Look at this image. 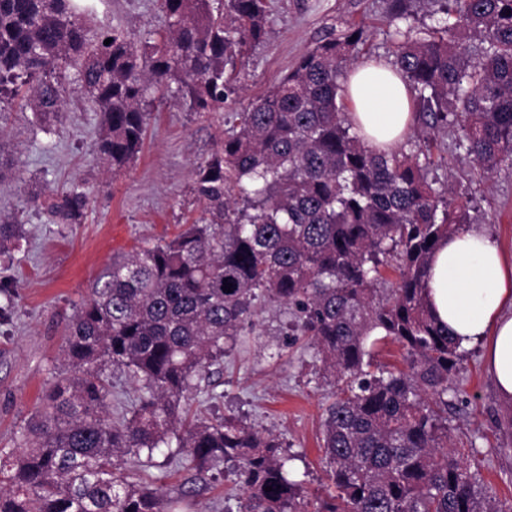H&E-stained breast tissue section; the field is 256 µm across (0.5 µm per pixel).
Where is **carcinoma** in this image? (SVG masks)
<instances>
[{
    "label": "carcinoma",
    "mask_w": 512,
    "mask_h": 512,
    "mask_svg": "<svg viewBox=\"0 0 512 512\" xmlns=\"http://www.w3.org/2000/svg\"><path fill=\"white\" fill-rule=\"evenodd\" d=\"M409 2L388 0L387 19L420 123L414 149L369 146L341 102L362 29L318 43L234 113L196 169L203 216L113 260L66 324L69 370L46 389L21 451L0 455V512H174L120 472V457L150 460L173 443L200 479L234 466L238 512H300L302 482L273 434L233 415L191 419L187 408L224 345L256 325L262 296L292 309L330 387L321 442L331 492L315 512H500L448 446L459 353L426 290L436 246L471 223L472 206L428 174L450 126L481 176L512 166V0H433L437 25L414 33L396 27ZM160 9L166 30L137 45L117 29L90 37L76 0H0V99L21 97L47 123L75 64L100 114L97 149L123 170L142 147L152 89L217 112L237 93L232 75L249 48L268 36L267 0H160ZM34 203L56 224H80L89 199L48 183ZM24 240L22 225L0 224V253ZM373 335L401 344L407 369L371 371ZM114 368L140 391L118 419Z\"/></svg>",
    "instance_id": "obj_1"
}]
</instances>
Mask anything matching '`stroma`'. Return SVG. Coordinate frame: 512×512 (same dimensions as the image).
Wrapping results in <instances>:
<instances>
[{
	"label": "stroma",
	"mask_w": 512,
	"mask_h": 512,
	"mask_svg": "<svg viewBox=\"0 0 512 512\" xmlns=\"http://www.w3.org/2000/svg\"><path fill=\"white\" fill-rule=\"evenodd\" d=\"M90 33L119 29L135 43L148 41L166 24L157 0H89ZM367 25L356 61H395L386 0H270L266 42L240 69L239 96L223 111L196 113L172 102H153L142 150L115 175L97 150L100 116L83 100L70 99L42 133L31 112L0 107V143L14 166L0 175V218L23 224L22 250L0 263V289L12 291L13 308L0 322V451H18L41 407V397L67 365L62 354L65 324L112 260L173 238L204 208L195 171L224 137L230 113L263 94L328 32ZM447 164L435 169L472 197V222L512 253V166L490 177L474 171L458 148L455 132L439 138ZM79 185L89 198L82 223L53 224L32 201L43 183ZM258 322L245 330L224 360L199 382L194 409L204 418L236 415L277 436L305 490L302 512H314L328 482L320 448L327 386L319 354L295 339L287 305L256 303ZM448 391L451 444L475 472L480 489H493L503 512H512V403L500 399L478 350H461ZM130 482L182 498L183 512H237L242 490L228 466L193 480L179 463L162 457L126 456ZM191 497H184V490Z\"/></svg>",
	"instance_id": "35a3bbf8"
}]
</instances>
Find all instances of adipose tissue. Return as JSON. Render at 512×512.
Returning <instances> with one entry per match:
<instances>
[{
  "instance_id": "adipose-tissue-1",
  "label": "adipose tissue",
  "mask_w": 512,
  "mask_h": 512,
  "mask_svg": "<svg viewBox=\"0 0 512 512\" xmlns=\"http://www.w3.org/2000/svg\"><path fill=\"white\" fill-rule=\"evenodd\" d=\"M346 95L370 143L389 150L399 146L412 112L409 91L393 67L357 63ZM428 300L458 348L481 349L499 396L512 401V255L492 235L464 227L434 251Z\"/></svg>"
}]
</instances>
